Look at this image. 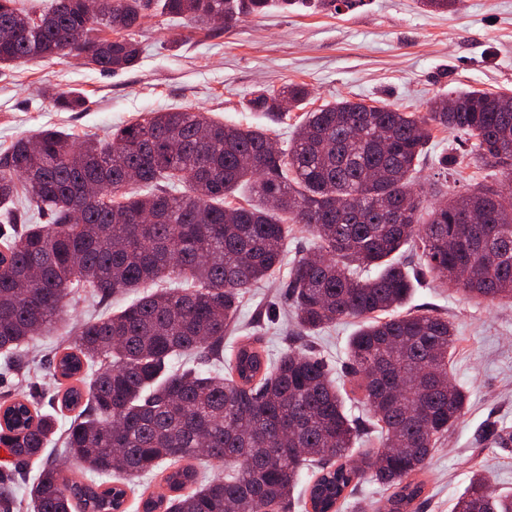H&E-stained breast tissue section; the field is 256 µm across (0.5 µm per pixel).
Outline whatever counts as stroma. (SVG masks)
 I'll use <instances>...</instances> for the list:
<instances>
[{
	"label": "stroma",
	"mask_w": 512,
	"mask_h": 512,
	"mask_svg": "<svg viewBox=\"0 0 512 512\" xmlns=\"http://www.w3.org/2000/svg\"><path fill=\"white\" fill-rule=\"evenodd\" d=\"M136 38L142 48L138 63L114 74L78 57L0 67V157L18 139L43 128L65 129L79 141L104 139L112 128L149 113L186 106L229 125L270 129L284 149L301 111L277 122L248 109L246 101L256 89L286 82L308 84L316 106L338 98L381 100L403 112L425 111L431 101L465 89L512 94V0H460L456 11L445 13L426 10L418 0H354L337 12L308 0L211 30L151 8ZM51 90L79 93L86 106L78 112L57 110L47 96ZM464 150L457 133L431 128L417 184L452 195L486 179H504V166L469 167L447 176L441 159ZM313 248L302 229L289 235L281 269L246 294L238 331L225 336V346L238 336L255 335L270 358L287 348L292 312L288 273ZM407 260L419 280L408 309L448 317L460 339L451 375L468 391L469 402L432 451L419 509L452 512L475 470H484L498 491L512 492V449L482 438L490 425L512 429V305L475 303L440 284L418 255L409 254ZM134 298L131 292L105 300L80 292L71 321L80 324L120 311ZM357 327V322L341 321L298 345L329 363L339 384L350 391L347 409L364 417L363 397L351 392L350 377L342 369ZM68 334L60 327L38 336L24 352L25 366L0 374V402L24 395L41 412L56 416L57 431L47 452L61 466L66 463L63 438L74 413L62 405L68 383L55 380L50 361Z\"/></svg>",
	"instance_id": "1"
}]
</instances>
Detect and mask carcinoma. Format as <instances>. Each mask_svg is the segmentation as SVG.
Returning a JSON list of instances; mask_svg holds the SVG:
<instances>
[{
    "instance_id": "obj_1",
    "label": "carcinoma",
    "mask_w": 512,
    "mask_h": 512,
    "mask_svg": "<svg viewBox=\"0 0 512 512\" xmlns=\"http://www.w3.org/2000/svg\"><path fill=\"white\" fill-rule=\"evenodd\" d=\"M149 0H51L37 13L0 0V66L81 57L102 72L135 66L134 38ZM286 10L295 0H161V9L199 28L232 27ZM54 107L84 109L77 93L48 94ZM303 83L262 88L249 109L275 120L298 109ZM435 100L425 112L347 98L304 113L288 149L273 153L270 130L244 129L191 108L153 112L81 142L57 128L16 141L0 159V208L20 224L22 197L47 224H21L0 244V355L66 320L79 288L106 299L164 284L118 313L85 322L56 358L54 377L74 379L62 404L78 413L66 448L86 471L114 472L97 485L46 462L29 491L31 512H123L127 492L156 472L162 490L142 512H294L302 471L311 512H339L365 477L388 491L384 512H414L433 448L462 418L467 391L449 375L457 336L448 318L395 313L415 284L405 246L428 272L481 302L512 303V191L482 183L433 206L414 172L428 129L454 130L475 168L512 162V95L479 89ZM98 188L95 195L87 194ZM245 188L250 200L227 196ZM317 254L289 273L293 334L358 319L349 368L372 421L348 415L342 387L318 357L291 347L268 358L247 336L224 357L245 292L282 261L293 225ZM186 362L174 368L172 361ZM226 359V374L196 359ZM54 419L26 398L0 405V444L16 463L40 457ZM375 436L382 449L352 459ZM219 472L201 480L193 460ZM453 512H512L504 495L473 475Z\"/></svg>"
}]
</instances>
